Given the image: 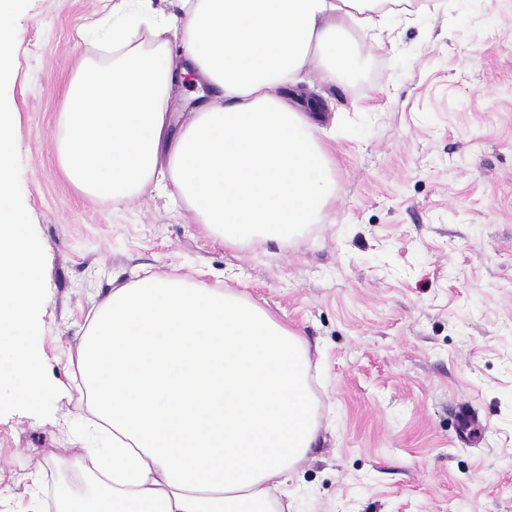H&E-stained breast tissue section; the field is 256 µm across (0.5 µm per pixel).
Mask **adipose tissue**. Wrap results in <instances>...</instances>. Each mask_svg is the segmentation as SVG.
Listing matches in <instances>:
<instances>
[{
	"instance_id": "adipose-tissue-1",
	"label": "adipose tissue",
	"mask_w": 512,
	"mask_h": 512,
	"mask_svg": "<svg viewBox=\"0 0 512 512\" xmlns=\"http://www.w3.org/2000/svg\"><path fill=\"white\" fill-rule=\"evenodd\" d=\"M385 0H179L184 51L144 0L112 7L110 64L78 74L59 143L78 190L119 202L174 188L235 243L317 223L334 186L321 114L299 86L314 57L359 64L348 32L388 24ZM194 72L191 118L170 100ZM99 438L89 482L56 512H288L286 485L319 434L301 336L235 293L170 277L114 285L77 348Z\"/></svg>"
}]
</instances>
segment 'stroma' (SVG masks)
I'll return each instance as SVG.
<instances>
[{
    "label": "stroma",
    "mask_w": 512,
    "mask_h": 512,
    "mask_svg": "<svg viewBox=\"0 0 512 512\" xmlns=\"http://www.w3.org/2000/svg\"><path fill=\"white\" fill-rule=\"evenodd\" d=\"M113 0H31L7 100L23 203L46 244L50 418L0 416V512L47 499L92 418L75 349L112 289L150 275L230 288L303 338L320 432L294 512H512V0H412L321 83L335 197L290 239L227 243L185 202L83 195L55 142ZM41 474L34 483L33 474Z\"/></svg>",
    "instance_id": "obj_1"
}]
</instances>
